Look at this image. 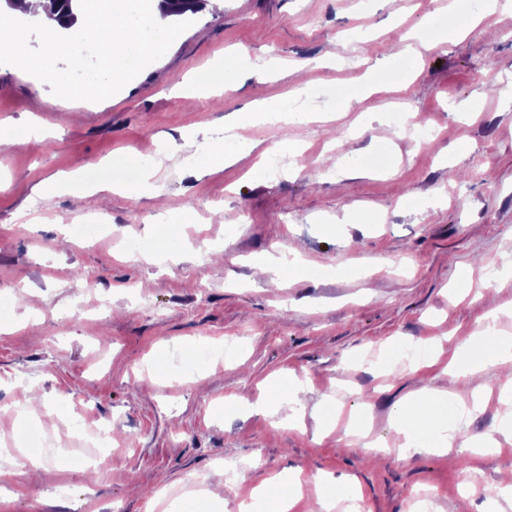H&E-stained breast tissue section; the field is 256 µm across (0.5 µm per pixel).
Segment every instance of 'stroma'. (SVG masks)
<instances>
[{
    "label": "stroma",
    "instance_id": "1",
    "mask_svg": "<svg viewBox=\"0 0 512 512\" xmlns=\"http://www.w3.org/2000/svg\"><path fill=\"white\" fill-rule=\"evenodd\" d=\"M458 2L438 25L422 0H224L98 103L58 98L0 65V126L44 137L35 151L0 139V295L14 303L0 318V406L38 392L48 444L35 466L0 457L17 473L0 483V512H164L162 491L187 512H239L248 497L266 512L256 487L296 472L294 512H319L320 498L346 487L365 512H411L414 493L431 494L433 512H512L495 493L512 470L503 405L489 400L457 426L455 461L402 459L393 405L448 377L423 362L368 366L434 336L450 357L494 314L512 335V12L485 6L460 23ZM240 48L279 70L220 100L181 95L194 70ZM297 62L308 65L310 122L252 130L269 147L294 142L293 174L256 171L253 153L194 175L195 152L226 121L297 87ZM423 125L434 130L426 142ZM163 151L156 188L181 233L157 254L154 199L64 176ZM52 178L62 184L49 193ZM95 218L109 236L70 234ZM133 241L142 250L126 254ZM283 249L299 256V279L254 283L252 259ZM228 339L233 361L196 359ZM276 373L298 379L299 425L225 412L228 397L256 403ZM326 400L343 410L333 427L319 411ZM75 416L112 422L94 483L85 447L66 466L55 460ZM358 416L368 441L344 435ZM487 434L499 450L467 451ZM235 463L247 475L231 487L224 470ZM472 465L483 490L464 487Z\"/></svg>",
    "mask_w": 512,
    "mask_h": 512
}]
</instances>
